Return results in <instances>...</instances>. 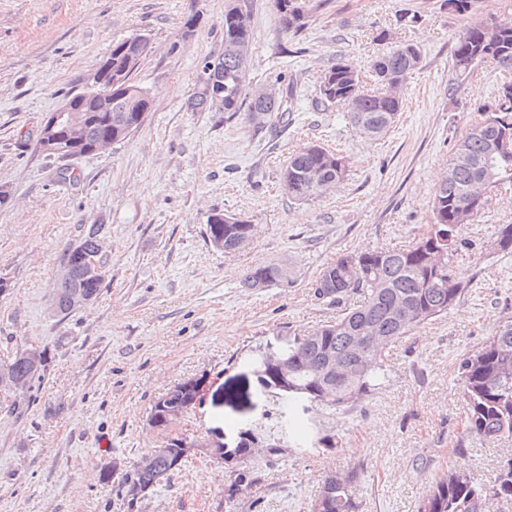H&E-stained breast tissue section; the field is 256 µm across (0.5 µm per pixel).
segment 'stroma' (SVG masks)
Masks as SVG:
<instances>
[{
  "mask_svg": "<svg viewBox=\"0 0 512 512\" xmlns=\"http://www.w3.org/2000/svg\"><path fill=\"white\" fill-rule=\"evenodd\" d=\"M226 0H0V358L24 343L48 351L46 371L17 400L0 398V512H311L327 476L358 470V512H417L436 476L462 462L491 480L512 442L464 437L460 361L512 318V254L494 250L512 223V188L492 194L451 260L465 290L447 316L388 343L386 379L351 407L289 402L254 373L258 351L335 320L356 294L315 298L321 269L345 253L408 244L431 222L435 187L458 140L512 71L487 63L456 81L459 34L512 14V0H309L306 26L281 28L273 0H246L252 41L247 94L280 82L293 110L254 133L245 117L192 111L205 59L224 50ZM193 29H186V22ZM145 36L134 74L153 104L142 125L102 154L46 157L44 119L88 87L113 41ZM415 44L402 110L370 137L321 103L318 80L337 59L361 71L394 45ZM457 91H450V84ZM313 142L343 155L340 186L292 199L288 156ZM216 211L255 224L251 243L224 253L206 236ZM103 227L105 279L93 304L53 310L66 249ZM287 263V286L249 288L250 268ZM206 375L195 407L173 431L235 444L241 429L284 443L257 453L259 484L227 500L229 472L200 452L169 483L129 507L118 489L130 466L163 436L148 423L157 397ZM331 434L333 448H298L286 417Z\"/></svg>",
  "mask_w": 512,
  "mask_h": 512,
  "instance_id": "35a3bbf8",
  "label": "stroma"
}]
</instances>
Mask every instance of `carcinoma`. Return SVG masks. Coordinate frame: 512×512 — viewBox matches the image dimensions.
Masks as SVG:
<instances>
[{
  "label": "carcinoma",
  "mask_w": 512,
  "mask_h": 512,
  "mask_svg": "<svg viewBox=\"0 0 512 512\" xmlns=\"http://www.w3.org/2000/svg\"><path fill=\"white\" fill-rule=\"evenodd\" d=\"M279 22L285 32L296 33L305 26L306 0H273ZM241 9L239 0H228L224 7V52L204 62L201 90L190 102L193 110L222 112L226 119L247 111V118L262 129L282 120L290 111L288 99L246 101L248 76L247 56L251 28L236 20ZM151 50L149 40L133 37V42L119 39L102 60L111 66L98 85L96 95L82 102L86 144L115 132V126L132 112L147 113L152 107L149 91L135 83L133 75L142 58ZM421 61L419 48L411 43L401 45L376 58L371 69L377 87L363 90L358 69L347 60H339L322 73L319 94L322 100L348 110L350 119L366 134L376 137L393 126L401 110V90L391 93L392 82L405 85L408 75ZM512 69V17L505 16L486 27L475 24L460 34L452 56V68L459 79L467 77L485 63ZM224 78V104L214 105L209 81L212 74ZM480 119L471 124L456 144L448 160V170L435 189L431 205L429 230L417 241L400 247L378 248L361 254H343L320 271L314 296L319 300L338 302L347 293L361 296V304L349 309L334 322L321 325L302 336H295L278 355L288 362V399L296 403L326 404L346 407L370 395L384 376L383 346L370 345L368 355L360 360L351 353L352 343L360 330L370 327L388 343L448 313L461 298L463 286L450 272V256L463 246L462 232L483 209L470 189L485 182L488 190L512 187V83L503 84L491 101L476 108ZM467 162H456L458 154ZM347 164L343 156L324 147L308 143L289 156L283 169L285 190L299 201L318 197L320 183L337 184L344 179ZM250 224L230 214L212 213L207 219V237L222 241L224 252L237 251L241 239L248 236ZM73 279L83 290L98 296L104 281L80 266H73ZM244 282L250 288H266L288 282V267L282 264H260L246 271ZM405 302L414 308L407 320L400 319L395 307ZM341 363L344 372L328 368L329 362ZM47 356L41 355L39 366H33L20 351L6 361L0 360V373L7 372L21 386L41 379ZM462 397L465 405V433L483 439H512V320L498 327L495 335L465 356L460 364ZM183 412H188L198 395L186 389V382L174 386ZM288 433L298 447L319 444L336 447L331 435L317 437L304 423L292 418L286 422ZM267 449L275 456L277 443H266L252 429L243 435L242 448ZM180 453L178 440L164 437V446L143 457L147 467L136 461L122 478L119 491L127 493L132 486L153 491L180 471L174 466ZM357 473L331 476L312 505V512H357L350 492ZM259 482L253 469L234 475L229 491L238 494ZM512 504V459L503 465L488 484L477 483L461 468H450L436 477L419 501L418 512H491L494 504Z\"/></svg>",
  "instance_id": "1"
}]
</instances>
